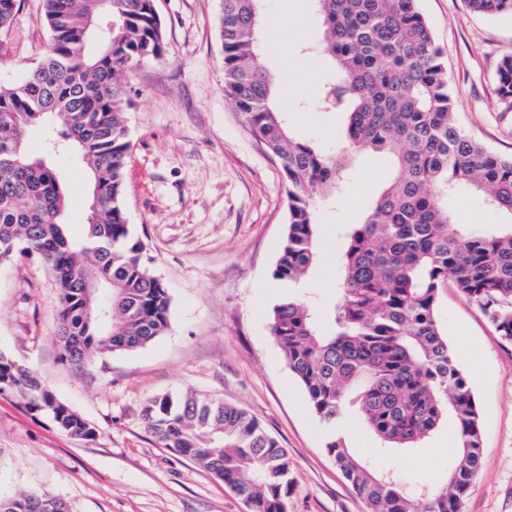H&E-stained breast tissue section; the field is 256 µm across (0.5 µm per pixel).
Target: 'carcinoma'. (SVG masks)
I'll return each instance as SVG.
<instances>
[{
  "label": "carcinoma",
  "mask_w": 512,
  "mask_h": 512,
  "mask_svg": "<svg viewBox=\"0 0 512 512\" xmlns=\"http://www.w3.org/2000/svg\"><path fill=\"white\" fill-rule=\"evenodd\" d=\"M262 0H222L224 93L253 136L279 160L288 182V229L273 276L294 287L315 267L317 210L337 202L362 153L385 154L388 184L364 219L342 230L336 298L325 308L292 295L270 314V333L309 404L329 429L325 448L369 512H460L481 467L480 414L436 318L438 289L451 282L512 343V221L494 230L462 224L448 194L475 192L512 215V157L458 126L443 53L419 0H314L333 75L317 107L344 117L343 136L321 147L293 137L276 101V80L259 58ZM486 15H512V0H466ZM51 45L23 78L0 85V266L35 255L59 287L62 359L83 370L96 359L143 348L169 326L170 296L124 207L130 140L125 73L158 59L164 29L157 0H42ZM19 0H0V31ZM512 106V54L494 75ZM53 126L46 152L29 133ZM77 153L91 195L84 233L63 222V177L51 159ZM85 440L87 420L58 401L25 366L0 353V392ZM381 447L420 448L453 418L459 452L439 485L412 490L357 457L336 430L349 410ZM148 431L233 489L246 512H284L288 451L247 411L186 391L148 400ZM0 512H70L63 500L23 493Z\"/></svg>",
  "instance_id": "carcinoma-1"
}]
</instances>
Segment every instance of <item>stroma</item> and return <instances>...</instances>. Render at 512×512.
<instances>
[{
  "instance_id": "obj_1",
  "label": "stroma",
  "mask_w": 512,
  "mask_h": 512,
  "mask_svg": "<svg viewBox=\"0 0 512 512\" xmlns=\"http://www.w3.org/2000/svg\"><path fill=\"white\" fill-rule=\"evenodd\" d=\"M41 0H21L0 32V85L18 82L50 47ZM165 51L127 74L125 118L131 149L124 205L151 268L171 297L169 328L148 346L97 360L85 372L62 362L56 340L58 288L34 256L0 266V352L27 366L61 402L96 429L94 440L61 433L15 396L0 393V496L43 492L71 512H245L233 491L147 431L142 408L155 396L193 391L245 409L293 462L288 512H367L324 448L325 428L308 406L269 331L284 294L272 271L288 227V185L280 163L249 131L224 93L221 0H157ZM444 49L462 127L494 152L512 156V108L495 93L500 58L512 52V16L473 12L466 0H420ZM262 60L279 73L284 56L315 60L305 86L289 90L292 132L327 143L344 120L316 107L328 75L319 48L323 23L313 0H264ZM65 175L66 221L84 231L88 183L69 152L52 158ZM392 173L382 155L360 156L345 194L320 208L313 277L299 296L327 306L336 295L338 229L359 223ZM465 224H505L507 212L464 194L449 203ZM436 317L472 381L482 427V466L461 512H512V345L451 285ZM344 431L357 453L406 484L445 478L457 457L453 422L423 448L381 453L357 415Z\"/></svg>"
}]
</instances>
